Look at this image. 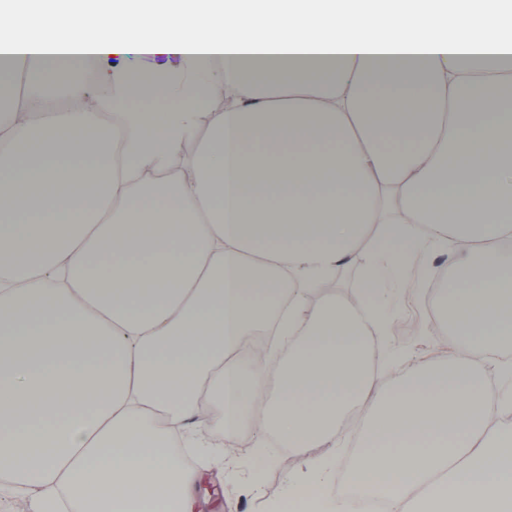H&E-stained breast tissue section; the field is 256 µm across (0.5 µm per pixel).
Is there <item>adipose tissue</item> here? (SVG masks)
I'll return each instance as SVG.
<instances>
[{
	"instance_id": "obj_1",
	"label": "adipose tissue",
	"mask_w": 512,
	"mask_h": 512,
	"mask_svg": "<svg viewBox=\"0 0 512 512\" xmlns=\"http://www.w3.org/2000/svg\"><path fill=\"white\" fill-rule=\"evenodd\" d=\"M117 55L157 86L110 72L109 139L83 76ZM1 90L0 473L32 512H197L190 418L188 446L259 423L298 459L352 421L350 495L308 512H512L483 384L512 348L503 0H0ZM447 239L452 363L380 378L381 279ZM361 252L366 304L322 296ZM269 315L296 346L243 363Z\"/></svg>"
}]
</instances>
